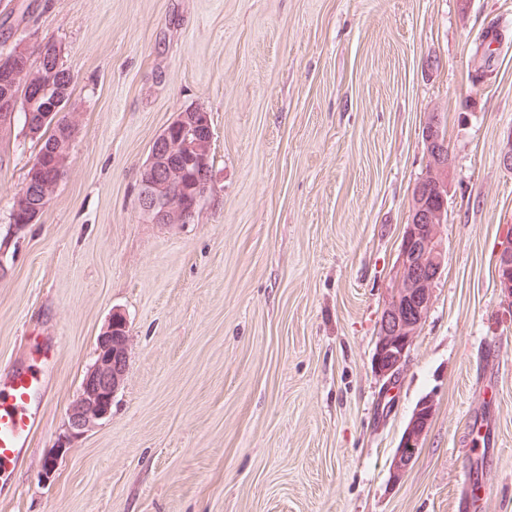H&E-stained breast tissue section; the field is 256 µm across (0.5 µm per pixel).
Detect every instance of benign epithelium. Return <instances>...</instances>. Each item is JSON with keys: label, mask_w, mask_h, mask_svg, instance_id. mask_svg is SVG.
I'll return each mask as SVG.
<instances>
[{"label": "benign epithelium", "mask_w": 512, "mask_h": 512, "mask_svg": "<svg viewBox=\"0 0 512 512\" xmlns=\"http://www.w3.org/2000/svg\"><path fill=\"white\" fill-rule=\"evenodd\" d=\"M423 135L427 173L412 195L373 355L375 372L388 384L394 383L404 369L410 347L433 304L434 285L445 267L443 227L447 223V197L451 189V153L439 113H429ZM213 138L207 113L178 115L156 137L140 192L141 206L154 223L186 224L194 217L201 197L174 195L186 176L179 157L190 158L196 164L193 177L197 182L210 180L208 161ZM58 181L57 176L44 183L27 181L16 200L23 203L34 195L45 203ZM496 282L503 297L512 296V229L499 250ZM127 353V323L123 316L114 314L98 336L95 361L67 409L68 438L81 437L111 415L112 399L126 377ZM432 418V402L425 399L414 410L395 451L391 465L393 480H401L413 465Z\"/></svg>", "instance_id": "obj_1"}]
</instances>
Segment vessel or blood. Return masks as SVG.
<instances>
[{
  "instance_id": "1",
  "label": "vessel or blood",
  "mask_w": 512,
  "mask_h": 512,
  "mask_svg": "<svg viewBox=\"0 0 512 512\" xmlns=\"http://www.w3.org/2000/svg\"><path fill=\"white\" fill-rule=\"evenodd\" d=\"M46 351L34 347L26 363L0 376V490L9 488L39 424L33 401L46 387Z\"/></svg>"
}]
</instances>
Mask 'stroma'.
I'll return each instance as SVG.
<instances>
[{
	"label": "stroma",
	"mask_w": 512,
	"mask_h": 512,
	"mask_svg": "<svg viewBox=\"0 0 512 512\" xmlns=\"http://www.w3.org/2000/svg\"><path fill=\"white\" fill-rule=\"evenodd\" d=\"M45 38L77 129L37 221L13 224L39 146L21 116L0 126V374L56 342L0 512H456L477 463L478 512H512V0H0V51ZM192 108L211 188L189 223L156 224L142 167ZM431 112L452 156L445 270L390 385L372 358ZM115 313L126 379L66 441ZM496 282L502 296L509 299L512 296V227L499 250ZM432 406V402L425 399L414 410L392 459L391 473L394 481L401 480L416 460L433 418Z\"/></svg>",
	"instance_id": "1"
}]
</instances>
